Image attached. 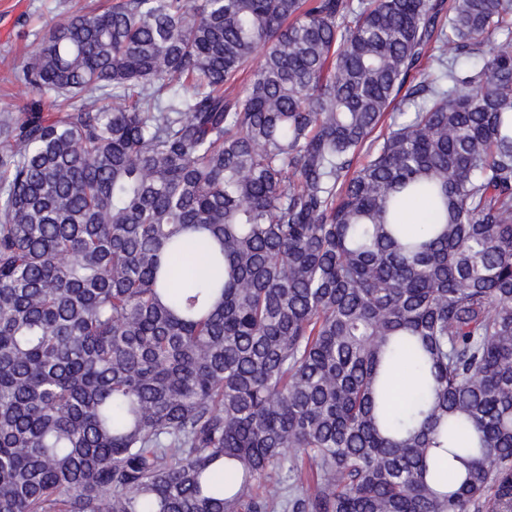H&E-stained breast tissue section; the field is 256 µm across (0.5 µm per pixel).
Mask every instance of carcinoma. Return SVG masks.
Here are the masks:
<instances>
[{"mask_svg":"<svg viewBox=\"0 0 512 512\" xmlns=\"http://www.w3.org/2000/svg\"><path fill=\"white\" fill-rule=\"evenodd\" d=\"M497 36L512 0L54 21L19 78L87 98L0 128V512H512Z\"/></svg>","mask_w":512,"mask_h":512,"instance_id":"cac0c4a2","label":"carcinoma"}]
</instances>
